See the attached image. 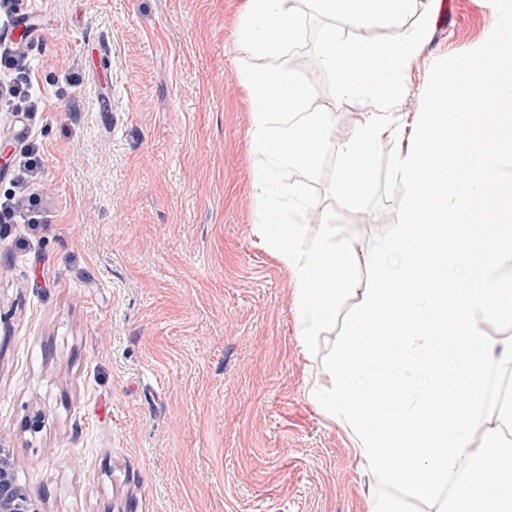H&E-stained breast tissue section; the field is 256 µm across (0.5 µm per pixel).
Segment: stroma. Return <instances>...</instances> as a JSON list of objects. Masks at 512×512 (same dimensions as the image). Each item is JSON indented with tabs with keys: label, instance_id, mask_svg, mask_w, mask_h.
<instances>
[{
	"label": "stroma",
	"instance_id": "1",
	"mask_svg": "<svg viewBox=\"0 0 512 512\" xmlns=\"http://www.w3.org/2000/svg\"><path fill=\"white\" fill-rule=\"evenodd\" d=\"M39 112H0V193L44 159L42 224H0V445L41 512H361L374 476L309 400L285 272L253 231L242 0H19ZM411 73L480 45L443 0ZM112 45L109 112L59 24ZM393 202L344 212L370 246ZM26 155L24 158L27 160L19 166L17 171L16 184L21 189L29 188V185L38 177L42 166V157L36 147H31Z\"/></svg>",
	"mask_w": 512,
	"mask_h": 512
}]
</instances>
